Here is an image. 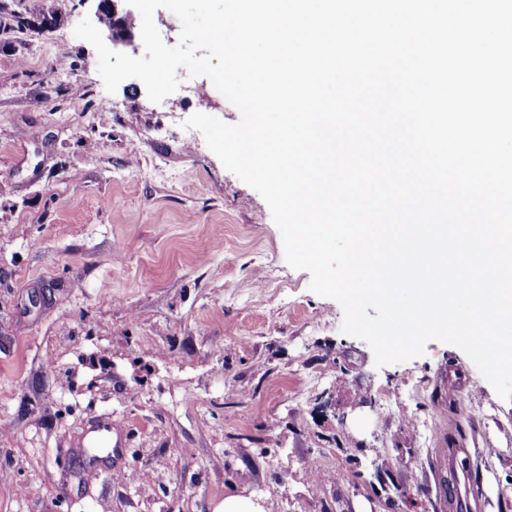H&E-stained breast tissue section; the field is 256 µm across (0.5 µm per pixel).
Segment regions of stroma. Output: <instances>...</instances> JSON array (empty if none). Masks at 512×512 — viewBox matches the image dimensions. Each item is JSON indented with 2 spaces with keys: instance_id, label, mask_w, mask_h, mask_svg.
Returning a JSON list of instances; mask_svg holds the SVG:
<instances>
[{
  "instance_id": "stroma-1",
  "label": "stroma",
  "mask_w": 512,
  "mask_h": 512,
  "mask_svg": "<svg viewBox=\"0 0 512 512\" xmlns=\"http://www.w3.org/2000/svg\"><path fill=\"white\" fill-rule=\"evenodd\" d=\"M55 5L54 31H0V512H449L448 435L477 512H512V401L452 344L376 366L185 128L239 110L183 68L158 103L107 92L89 0ZM98 414L124 446L92 477ZM215 512H268L265 507L252 497L230 494L224 497L223 503L216 507Z\"/></svg>"
}]
</instances>
